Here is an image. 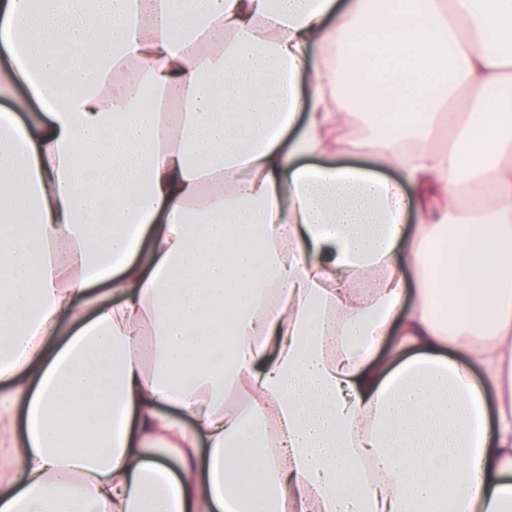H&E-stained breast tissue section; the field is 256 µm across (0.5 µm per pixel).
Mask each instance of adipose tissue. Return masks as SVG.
I'll return each instance as SVG.
<instances>
[{
    "instance_id": "1",
    "label": "adipose tissue",
    "mask_w": 512,
    "mask_h": 512,
    "mask_svg": "<svg viewBox=\"0 0 512 512\" xmlns=\"http://www.w3.org/2000/svg\"><path fill=\"white\" fill-rule=\"evenodd\" d=\"M389 2L0 0V512H512V0ZM37 109V105L28 99L27 92L22 86H16L10 97H0V116L3 111L8 110L21 124H28L30 116ZM353 113L354 114L350 117L347 126L337 134L340 141V149L342 150L341 160L359 164H370L372 148L368 147L367 143L372 139L376 132V130L371 128L375 120L371 114H359V112ZM343 139L346 146L348 141L355 139L360 141L365 148L349 149L344 147L342 144ZM353 143L354 142H349L348 146H351Z\"/></svg>"
}]
</instances>
